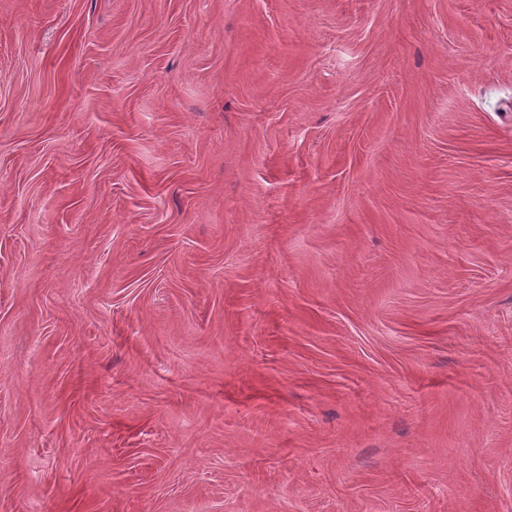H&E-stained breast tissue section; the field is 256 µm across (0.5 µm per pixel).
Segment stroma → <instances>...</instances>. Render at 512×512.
Returning <instances> with one entry per match:
<instances>
[{"instance_id": "1", "label": "stroma", "mask_w": 512, "mask_h": 512, "mask_svg": "<svg viewBox=\"0 0 512 512\" xmlns=\"http://www.w3.org/2000/svg\"><path fill=\"white\" fill-rule=\"evenodd\" d=\"M0 512H512V0H0Z\"/></svg>"}]
</instances>
